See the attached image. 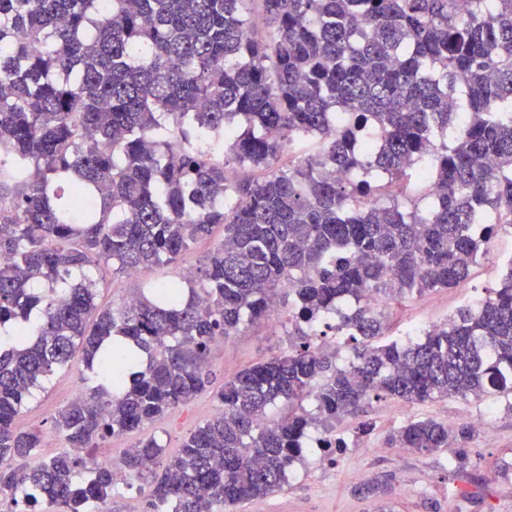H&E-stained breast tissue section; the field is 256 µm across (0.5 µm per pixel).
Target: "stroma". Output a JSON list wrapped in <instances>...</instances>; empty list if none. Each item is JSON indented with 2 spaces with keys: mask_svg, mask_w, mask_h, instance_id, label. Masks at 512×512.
I'll use <instances>...</instances> for the list:
<instances>
[{
  "mask_svg": "<svg viewBox=\"0 0 512 512\" xmlns=\"http://www.w3.org/2000/svg\"><path fill=\"white\" fill-rule=\"evenodd\" d=\"M209 248V243H200L176 263L144 269L134 277L102 267L97 302L104 307L116 306L151 281L178 277L195 268ZM510 252L512 233L500 232L493 239L488 256L472 268L466 281L408 296L395 306L394 322L386 339H400L429 329L459 307L470 304L473 298L484 297L498 281L500 256ZM287 346L282 326L263 320L238 335L220 339L208 365L215 386H222L241 370ZM96 383L78 353L28 401L16 425L23 431L40 432L37 457L67 449L65 436L55 428L54 420L60 410L87 394ZM220 409L212 394L205 392L146 426L142 434L160 438L164 455L169 458L178 453L184 438L196 426ZM488 411L493 414L492 435L480 432L466 442L431 454L394 448L387 442L388 435L409 420L432 418L457 424ZM364 421L373 423L371 433H360L359 425ZM336 431L348 442L344 453L327 463L318 449H307L303 464L290 475L287 486L265 498L266 512H375L381 499L373 489L380 484L390 486L394 512H512V474H500L503 463L512 464L511 401L502 398L489 404L459 397L434 403H409L397 398L374 400L358 414L346 417ZM460 452L469 458L470 465L463 477L449 479L448 459Z\"/></svg>",
  "mask_w": 512,
  "mask_h": 512,
  "instance_id": "obj_1",
  "label": "stroma"
}]
</instances>
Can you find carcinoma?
Listing matches in <instances>:
<instances>
[{
	"mask_svg": "<svg viewBox=\"0 0 512 512\" xmlns=\"http://www.w3.org/2000/svg\"><path fill=\"white\" fill-rule=\"evenodd\" d=\"M467 2L0 0V496L106 503L112 466L84 450L208 390L212 346L280 304L300 341L224 381L165 463L154 436L127 451L153 512L265 499L310 428L332 454L373 399L512 397V271L421 337L375 343L388 302L467 280L512 228V0ZM218 226L194 276L98 305L101 266L171 265ZM78 349L101 383L56 419L69 450L11 468L41 442L16 427L24 402ZM473 433L425 418L389 441L432 453Z\"/></svg>",
	"mask_w": 512,
	"mask_h": 512,
	"instance_id": "cac0c4a2",
	"label": "carcinoma"
}]
</instances>
